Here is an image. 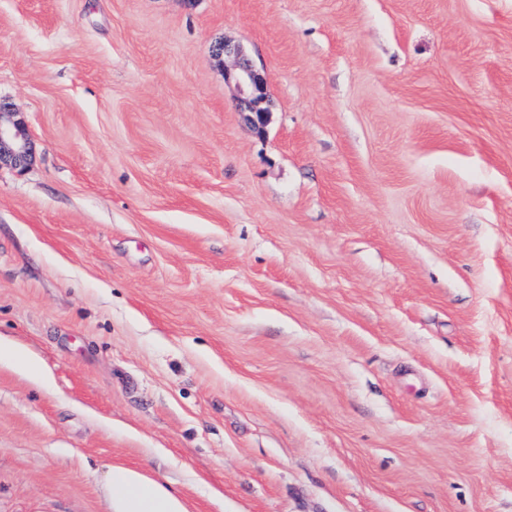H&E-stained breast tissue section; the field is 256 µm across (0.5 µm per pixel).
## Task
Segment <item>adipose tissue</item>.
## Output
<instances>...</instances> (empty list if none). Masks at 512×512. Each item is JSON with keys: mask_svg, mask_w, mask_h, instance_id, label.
Returning a JSON list of instances; mask_svg holds the SVG:
<instances>
[{"mask_svg": "<svg viewBox=\"0 0 512 512\" xmlns=\"http://www.w3.org/2000/svg\"><path fill=\"white\" fill-rule=\"evenodd\" d=\"M112 512H189L182 497L132 468L115 464L104 476Z\"/></svg>", "mask_w": 512, "mask_h": 512, "instance_id": "adipose-tissue-1", "label": "adipose tissue"}]
</instances>
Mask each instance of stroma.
Returning a JSON list of instances; mask_svg holds the SVG:
<instances>
[{"label":"stroma","instance_id":"35a3bbf8","mask_svg":"<svg viewBox=\"0 0 512 512\" xmlns=\"http://www.w3.org/2000/svg\"><path fill=\"white\" fill-rule=\"evenodd\" d=\"M0 101V512H512V0H0ZM218 56H230L234 59V67L229 77L237 89V105L243 112H248L253 125L263 127L268 120L269 112L261 107L265 100V78L253 64L252 60L238 46L220 42L215 45ZM8 104L0 102V166L25 168L32 157V143L21 119H14ZM111 512H189L182 497L132 468L115 464L104 476Z\"/></svg>","mask_w":512,"mask_h":512}]
</instances>
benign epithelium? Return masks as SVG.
<instances>
[{"mask_svg":"<svg viewBox=\"0 0 512 512\" xmlns=\"http://www.w3.org/2000/svg\"><path fill=\"white\" fill-rule=\"evenodd\" d=\"M218 56H230L234 67L229 77L237 89L238 108L249 113L253 125L267 123L269 112L261 107L265 100V78L242 49L226 42L215 45ZM32 157V143L22 120L14 118L9 105L0 102V164L25 168Z\"/></svg>","mask_w":512,"mask_h":512,"instance_id":"7a95c632","label":"benign epithelium"}]
</instances>
